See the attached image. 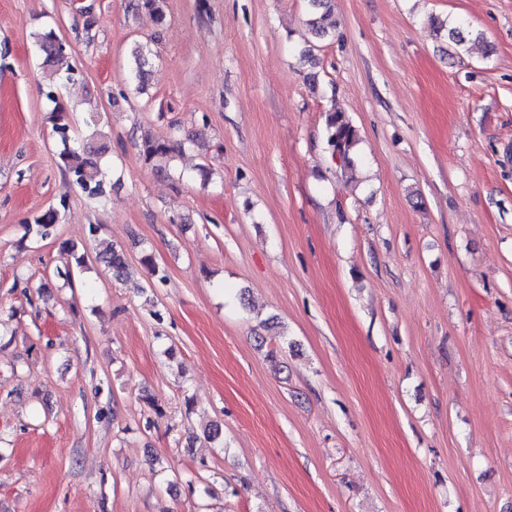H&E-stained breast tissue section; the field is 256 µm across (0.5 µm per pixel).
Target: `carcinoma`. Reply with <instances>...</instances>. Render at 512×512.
I'll return each mask as SVG.
<instances>
[{
	"label": "carcinoma",
	"instance_id": "cac0c4a2",
	"mask_svg": "<svg viewBox=\"0 0 512 512\" xmlns=\"http://www.w3.org/2000/svg\"><path fill=\"white\" fill-rule=\"evenodd\" d=\"M310 5L308 24L315 37L324 39L336 29V21L330 20L333 15L332 0H308ZM129 7L134 12L147 13L153 22L161 27L166 20L162 0H130ZM37 46L44 55V64L54 65L63 56L66 50L65 44L54 33L47 32L37 35ZM133 66L132 77L142 87L146 81V53L141 45L132 50ZM64 145L60 153L62 167L66 175L84 190L92 195L102 193L101 187L105 173L101 166V158L106 152V146L102 144L104 135L99 129H94L91 136L74 146L69 145V136L65 126L56 128ZM326 131L328 145L333 152L340 157L344 167L354 168L353 153L359 143L358 130L346 117L345 113L333 108L328 111L326 117ZM189 139L156 138L145 136L139 144L140 154L145 161L165 159L170 161L180 157L185 152V145ZM59 221L57 210L50 208L42 214L27 222L28 231L35 236L46 238L50 236L55 225ZM102 261L112 268V274L122 278L127 273L128 263L123 251L112 250L102 256Z\"/></svg>",
	"mask_w": 512,
	"mask_h": 512
}]
</instances>
